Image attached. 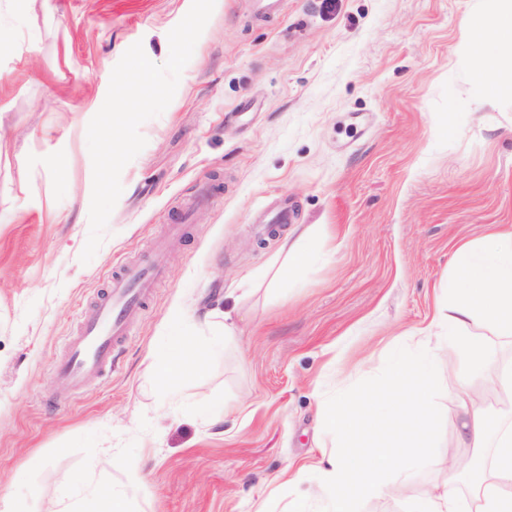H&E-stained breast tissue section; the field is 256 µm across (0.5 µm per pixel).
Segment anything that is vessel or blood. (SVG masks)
<instances>
[{
  "mask_svg": "<svg viewBox=\"0 0 512 512\" xmlns=\"http://www.w3.org/2000/svg\"><path fill=\"white\" fill-rule=\"evenodd\" d=\"M188 220V212H177L169 238L157 242L146 261L120 265L105 293L82 310L76 331L54 363L56 374L70 389L117 367L132 322L145 312L152 289L165 272L167 247L182 240Z\"/></svg>",
  "mask_w": 512,
  "mask_h": 512,
  "instance_id": "vessel-or-blood-1",
  "label": "vessel or blood"
}]
</instances>
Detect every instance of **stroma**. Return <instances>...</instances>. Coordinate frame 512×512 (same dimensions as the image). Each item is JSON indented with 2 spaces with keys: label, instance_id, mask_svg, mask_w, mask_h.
I'll list each match as a JSON object with an SVG mask.
<instances>
[{
  "label": "stroma",
  "instance_id": "stroma-1",
  "mask_svg": "<svg viewBox=\"0 0 512 512\" xmlns=\"http://www.w3.org/2000/svg\"><path fill=\"white\" fill-rule=\"evenodd\" d=\"M192 0H0V512H47L81 475L124 492L128 512H289L307 484L278 475L335 451L320 411L381 385L397 349L437 315L458 245L512 228V96L472 72L467 25L495 0H216L174 98L142 123L147 144L89 263L87 127L111 72L141 43L152 62ZM210 202L166 255L118 368L65 391L51 365L115 268L166 237L201 184ZM291 223L268 234L257 212ZM321 227L296 278L242 297L236 336L163 404L152 354L177 308L224 304L295 225ZM466 331L499 398L512 337L482 315ZM458 354L433 364L432 451L355 512H406L467 455Z\"/></svg>",
  "mask_w": 512,
  "mask_h": 512
}]
</instances>
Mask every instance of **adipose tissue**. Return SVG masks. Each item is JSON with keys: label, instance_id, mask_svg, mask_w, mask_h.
Listing matches in <instances>:
<instances>
[{"label": "adipose tissue", "instance_id": "1", "mask_svg": "<svg viewBox=\"0 0 512 512\" xmlns=\"http://www.w3.org/2000/svg\"><path fill=\"white\" fill-rule=\"evenodd\" d=\"M497 2L493 14L475 16L468 25L473 73L478 78L512 60V0ZM316 246L309 227L297 228L294 237L284 238L280 250L287 261L278 269V280L298 275ZM455 267L456 275L446 284V311L437 319L444 327L442 335L423 333L414 354L395 358L376 395H357L350 403L339 404L335 412L321 414V431L339 442L338 453L282 473L286 485L315 478V496L323 503V512H354L357 500L383 493L391 474L403 463L430 452L436 344L463 354L456 384L458 393L464 394L472 372L484 365L481 340L464 332L468 320L482 313L499 335L512 336V231L494 233L480 246H459ZM225 299L224 310L207 314L200 323L209 332L205 347L188 344L182 330L175 328L168 342L155 350L153 358L168 397H180L182 380L202 367L206 355L222 350L225 337L232 335L238 298L231 291ZM464 414L462 441L478 448L490 436L495 448L476 485L473 512H512V424L491 427L489 413L476 406L465 408Z\"/></svg>", "mask_w": 512, "mask_h": 512}]
</instances>
